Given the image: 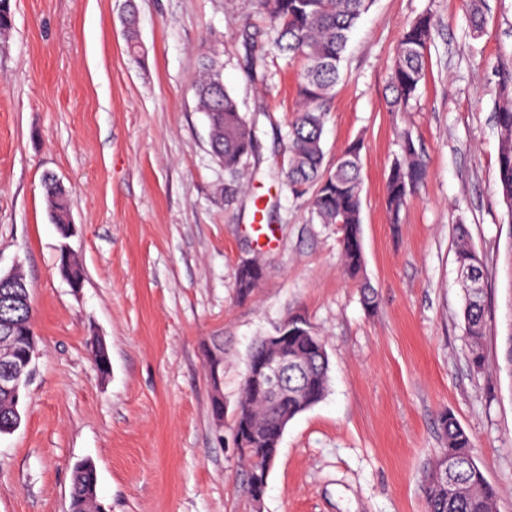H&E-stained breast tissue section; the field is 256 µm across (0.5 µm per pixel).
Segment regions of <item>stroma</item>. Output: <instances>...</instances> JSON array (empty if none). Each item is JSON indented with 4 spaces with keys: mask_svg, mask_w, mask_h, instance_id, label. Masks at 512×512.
<instances>
[{
    "mask_svg": "<svg viewBox=\"0 0 512 512\" xmlns=\"http://www.w3.org/2000/svg\"><path fill=\"white\" fill-rule=\"evenodd\" d=\"M139 57L125 0H10L0 35V272L32 289L38 337L22 422L0 435V512H68L71 473L88 460L105 512H251L239 492L233 419L248 353L289 318L326 341L325 398L292 419L262 512H426L425 480L441 413L472 436L479 465L512 512V219L496 187L494 73L512 49V0H486L474 36L469 0H374L358 22L327 105L326 167L363 140L362 241L378 300L365 310L343 272L338 225L311 192L283 181L284 134L300 63L266 57L252 81L247 35L265 20L242 0H135ZM431 12L435 41L420 96L386 107L403 28ZM215 49L226 89L261 130L258 160L224 201L193 85ZM409 130L425 177L391 222L385 185ZM66 187L73 233L48 216L42 178ZM270 237L258 244L253 201ZM465 225L486 264L484 365L463 332L455 249ZM68 245L84 272L58 269ZM264 276L234 288L241 258ZM100 338L101 374L86 343ZM224 353V422L212 415L209 356Z\"/></svg>",
    "mask_w": 512,
    "mask_h": 512,
    "instance_id": "obj_1",
    "label": "stroma"
}]
</instances>
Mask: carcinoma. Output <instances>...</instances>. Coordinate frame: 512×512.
Segmentation results:
<instances>
[{
    "label": "carcinoma",
    "mask_w": 512,
    "mask_h": 512,
    "mask_svg": "<svg viewBox=\"0 0 512 512\" xmlns=\"http://www.w3.org/2000/svg\"><path fill=\"white\" fill-rule=\"evenodd\" d=\"M374 0H244L247 8L269 20L266 31L250 34V69L258 76L264 55L257 54L267 41L278 56L302 63L299 74V107L288 124V156L285 179L288 189L312 187V208L323 224H338L342 231V262L346 274L363 275L365 255L361 236V144L352 142L336 158L334 169H323L322 132L327 101L340 80L341 63L358 20ZM470 26L477 34L487 26L485 0H470ZM432 14L422 13L403 29L390 69L386 106L390 112H405L419 96L434 42ZM126 40L129 52L139 54L136 10L127 8ZM200 79L194 93L209 125V144L215 159L224 166L228 180L224 199H237L238 179L258 147V126L241 113L237 100L225 88L219 55L210 51L199 61ZM494 120L499 131L498 187L512 218V52L496 70ZM401 153L393 161L386 182V204L393 215L399 211L424 175L412 134H399ZM52 223L68 224L71 212L68 194L54 181L44 183ZM457 271L464 291V333L471 346L472 362L483 365L485 336L486 274L482 259L472 248L465 230H460L455 251ZM264 274L262 263L249 259L238 264L235 288L247 298ZM13 288L0 287V327L9 321H25L32 309L13 305ZM302 331L288 337V359L301 365L304 376L288 390L272 394L248 380L252 365L266 355L262 340L251 348L241 381V396L234 428L237 450L243 460L241 492L252 503L261 502L269 465L278 453L284 424L321 402L328 390L329 361L323 336L306 320L291 318L288 326ZM12 395L0 391V434L20 422ZM442 448L426 476L427 512H498L500 493L485 478L478 464V449L470 436L448 413L440 417ZM69 512H101L97 496V472L90 461L77 464L72 473Z\"/></svg>",
    "instance_id": "cac0c4a2"
}]
</instances>
